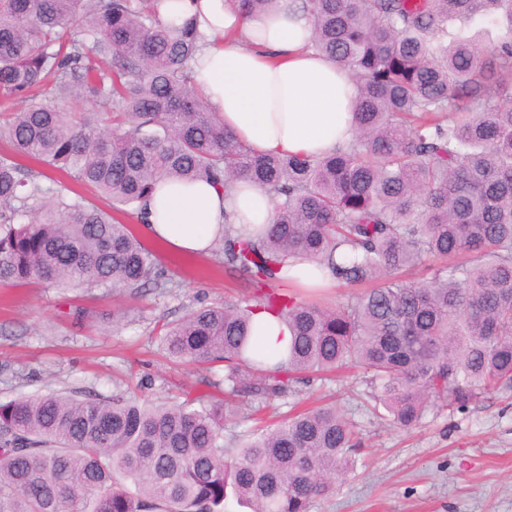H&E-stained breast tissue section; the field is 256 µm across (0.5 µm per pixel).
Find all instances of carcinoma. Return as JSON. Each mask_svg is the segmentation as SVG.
I'll list each match as a JSON object with an SVG mask.
<instances>
[{
    "label": "carcinoma",
    "instance_id": "1",
    "mask_svg": "<svg viewBox=\"0 0 512 512\" xmlns=\"http://www.w3.org/2000/svg\"><path fill=\"white\" fill-rule=\"evenodd\" d=\"M158 3L0 0V285H164L128 225L23 160L138 221L162 181L248 180L272 224L256 240L227 224L216 247L248 292L158 330L171 357L222 367L224 390L1 401L0 512H224L230 492L251 512H309L357 466L354 428L318 406L230 448L243 404L360 367L373 408L409 429L512 388V0H302L312 49L359 89L355 137L321 157L256 154L225 130L192 76L202 34ZM291 257L354 292L306 300L280 276ZM258 308L292 334L273 367L254 351Z\"/></svg>",
    "mask_w": 512,
    "mask_h": 512
}]
</instances>
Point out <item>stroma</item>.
I'll return each instance as SVG.
<instances>
[{"mask_svg":"<svg viewBox=\"0 0 512 512\" xmlns=\"http://www.w3.org/2000/svg\"><path fill=\"white\" fill-rule=\"evenodd\" d=\"M130 227L155 254L166 287H0V401L118 388L173 401L211 391L215 373L170 358L156 327L178 320L196 301L237 300L241 282L225 273L217 254H178L145 237L140 223ZM77 309L83 320H73ZM366 378L364 369L350 368L297 385L277 403L281 415L297 402L335 404L360 433L356 470L340 478L333 497L313 500L310 512H512V390L399 429L367 409Z\"/></svg>","mask_w":512,"mask_h":512,"instance_id":"35a3bbf8","label":"stroma"}]
</instances>
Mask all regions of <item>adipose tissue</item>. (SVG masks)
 <instances>
[{"instance_id": "1", "label": "adipose tissue", "mask_w": 512, "mask_h": 512, "mask_svg": "<svg viewBox=\"0 0 512 512\" xmlns=\"http://www.w3.org/2000/svg\"><path fill=\"white\" fill-rule=\"evenodd\" d=\"M163 18H194L205 41L193 79L239 140L263 154L318 157L349 142L357 87L345 68L311 47L312 17L299 0H274L249 17L232 0H161ZM273 201L246 182L223 190L204 181L157 185L144 230L173 252L208 253L228 224L270 223ZM256 350L283 356L291 334L283 319L255 315Z\"/></svg>"}]
</instances>
